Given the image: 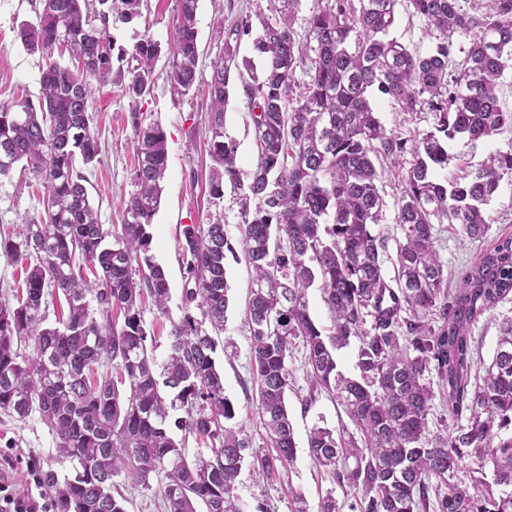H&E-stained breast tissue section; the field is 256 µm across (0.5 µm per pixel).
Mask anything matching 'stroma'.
I'll return each mask as SVG.
<instances>
[{
  "label": "stroma",
  "mask_w": 512,
  "mask_h": 512,
  "mask_svg": "<svg viewBox=\"0 0 512 512\" xmlns=\"http://www.w3.org/2000/svg\"><path fill=\"white\" fill-rule=\"evenodd\" d=\"M42 9L40 0H0V102L19 97L37 100L40 95V76L45 61L41 54L30 51L18 36L21 26L37 25ZM178 12V0H147L143 16L134 25L114 30L118 44L131 46L134 33L149 35L160 45H167ZM254 12L253 0H199L197 14L199 64L198 92L172 95L166 82V58L156 65L155 85L149 95L131 102L108 86L97 93L93 105V129L102 152L95 165L83 168L92 205L97 209L101 224L116 227L122 222L123 206L133 190L131 171V111L141 112L146 122L158 123L166 136L168 166L163 183L160 207L153 220L152 255L163 266L170 285L167 314H160L152 303L143 307L147 330L157 338L156 359L167 354V336L173 322L184 312V269L178 257V238L183 225L207 223L210 214L224 216V234L229 248L224 253V267L228 284V308L224 331L218 338L223 351L217 354L219 370L224 375V393L236 409L235 423L251 448L266 445V433L256 412V391L250 362V336L244 324L245 308L253 287L251 273L246 265L240 244L241 200L233 187H225L220 203H213L208 195L206 179L210 165L204 144L208 137L209 100L204 93L210 83L214 63L224 49V20ZM391 37L404 44L414 54H427L434 42L425 19L410 14L404 0L396 6V22ZM229 95L224 106V133L235 142L237 163L243 172L252 171L258 153L253 124L238 78H231ZM371 104L386 129L402 134L429 130L433 123L430 112L416 116L402 114L398 107L379 93H371ZM512 150V129L474 144L455 140L448 145L450 162L445 177L460 174L468 165L480 164L490 153ZM384 173L379 183L386 202L383 218L374 228L384 240L387 254H395L396 203L401 185L392 173L390 162H383ZM38 182L16 165L10 176L0 178V233L13 226L37 218L42 212ZM438 243L442 260L448 265V285L456 287L463 272L476 260L481 243L464 240L453 225L438 227ZM512 319V296L500 302L475 323L472 348L475 358L491 362L496 348L499 325L503 319ZM308 393L304 381H297L288 394V414L292 421L296 442V458L272 484H256L250 467H243L236 493L244 512H289L288 503L293 494L304 496L309 512H319L323 497L336 490L337 484L327 471L313 460L308 448V435L314 425L337 428L348 418L340 405L327 394H319L311 408H303L302 397ZM8 454L12 466L5 474L17 491L32 489L31 467L47 465L57 455L56 441L41 422L38 413H31L18 421L0 415V454Z\"/></svg>",
  "instance_id": "obj_1"
}]
</instances>
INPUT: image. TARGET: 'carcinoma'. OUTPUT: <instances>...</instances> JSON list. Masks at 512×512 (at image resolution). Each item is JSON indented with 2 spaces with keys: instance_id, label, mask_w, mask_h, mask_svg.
I'll use <instances>...</instances> for the list:
<instances>
[{
  "instance_id": "1",
  "label": "carcinoma",
  "mask_w": 512,
  "mask_h": 512,
  "mask_svg": "<svg viewBox=\"0 0 512 512\" xmlns=\"http://www.w3.org/2000/svg\"><path fill=\"white\" fill-rule=\"evenodd\" d=\"M264 2L252 40L262 73L243 72L237 61L250 17L228 25L207 87L206 152L210 198L223 199L227 183L244 191L241 242L256 285L246 321L270 450H252L231 425L235 407L216 366L215 335L228 307L220 215L183 226V299L199 315L187 311L173 323L166 359L154 358L143 302L150 298L164 314L170 298L151 254L168 160L161 127L130 112L135 191L120 230L99 223L77 172L76 163L90 166L100 153L96 91L112 85L135 101L154 86L158 43L136 33L127 50L109 33L142 18L144 0H42L38 25L19 32L49 62L38 103L0 102V176L26 162L42 184L43 213L0 238L1 256L25 262L16 304L0 302V414L23 420L37 411L55 436L70 474L48 469L42 477L60 512H127V499L112 493L122 473L147 491L160 481L167 512H198L199 504L205 512H244L236 481L245 456L263 481L294 461L288 358L301 348L304 407L323 390L353 425L316 426L308 437L316 464L353 499L351 512H512V434L503 435L512 431V319L499 326L481 374H472L471 349L474 323L512 294V236L481 252L453 290L435 236V225L447 222L469 241H484L494 223L486 206L500 181L512 178V151L459 179L437 176L448 167V141L475 143L512 128V111L498 97L512 70V0H478L468 10L460 0H406L437 32L425 56L389 37L398 0H325L303 41L294 29L300 0ZM197 10L198 0H179L166 70L176 95L196 83ZM461 39L468 50L457 49ZM56 52L77 65L53 60ZM128 55L135 66L113 67L112 58ZM233 73L258 151L247 174L224 134ZM373 89L407 115L428 109L432 129L408 138L386 130L370 102ZM384 158L402 166L391 278L373 233L385 207L376 166ZM317 282L332 317L327 330L308 311L306 292ZM58 296L66 311L52 326L47 298ZM352 338L360 346L348 377L336 351ZM30 342L28 356L22 348ZM437 397L448 422L432 434ZM175 429L208 444L209 454L189 455Z\"/></svg>"
}]
</instances>
